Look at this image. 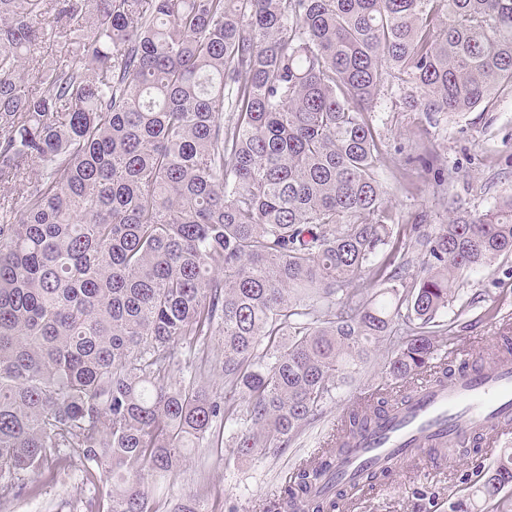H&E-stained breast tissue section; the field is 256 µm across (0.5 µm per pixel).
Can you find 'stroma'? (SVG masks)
<instances>
[{
	"mask_svg": "<svg viewBox=\"0 0 512 512\" xmlns=\"http://www.w3.org/2000/svg\"><path fill=\"white\" fill-rule=\"evenodd\" d=\"M372 118L380 137L379 175L392 223L410 225L420 218L423 231L430 232L447 223L450 204L483 213L512 194L511 90L497 92L472 112L431 115L409 107L402 88L387 87L372 105ZM427 151L435 167L455 169L453 181L436 185L433 173L422 170L416 157ZM453 287L465 309L452 326L451 339H440L439 345L452 347L456 358L490 365L502 344L503 326L512 324V257L489 270L458 274ZM386 354V345H378L374 360L356 381L287 446L229 464L217 440L230 438V431L210 433L177 474L150 477L151 493L163 499L198 495L208 512H271L286 475L319 448L346 405L386 383ZM503 448H512V434L478 455L457 450L435 459L416 458L389 480L352 491L340 512H448L451 501L479 484V465H491ZM105 492V482L87 484L79 472L60 471L51 462L36 493L0 501V512H98Z\"/></svg>",
	"mask_w": 512,
	"mask_h": 512,
	"instance_id": "1",
	"label": "stroma"
}]
</instances>
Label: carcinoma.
Instances as JSON below:
<instances>
[{"instance_id":"carcinoma-1","label":"carcinoma","mask_w":512,"mask_h":512,"mask_svg":"<svg viewBox=\"0 0 512 512\" xmlns=\"http://www.w3.org/2000/svg\"><path fill=\"white\" fill-rule=\"evenodd\" d=\"M394 82L435 113L512 86V0H0L1 493L62 448L106 473L101 512H204L146 484L216 421L228 462L279 448L384 340L393 379L450 376L436 317L459 272L512 255V195L455 207L406 281L369 112ZM381 412L352 404L282 502L339 508L355 486L308 492ZM507 487L512 448L450 512Z\"/></svg>"}]
</instances>
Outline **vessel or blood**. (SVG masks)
<instances>
[{
  "label": "vessel or blood",
  "mask_w": 512,
  "mask_h": 512,
  "mask_svg": "<svg viewBox=\"0 0 512 512\" xmlns=\"http://www.w3.org/2000/svg\"><path fill=\"white\" fill-rule=\"evenodd\" d=\"M510 426L512 362L457 370L447 382L419 383L409 400L385 409L337 457L313 493L327 496L334 484H358L367 474L411 462L426 449H459Z\"/></svg>",
  "instance_id": "obj_1"
}]
</instances>
